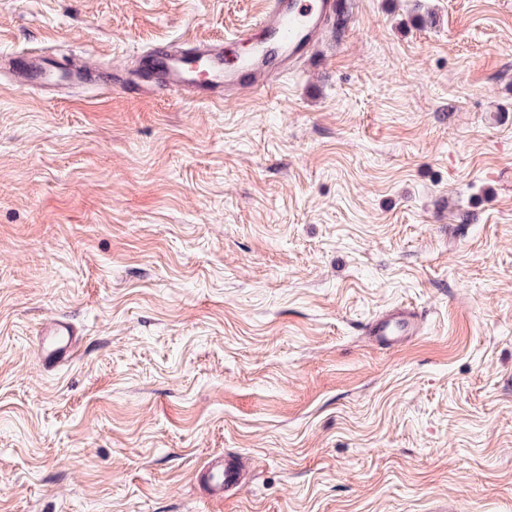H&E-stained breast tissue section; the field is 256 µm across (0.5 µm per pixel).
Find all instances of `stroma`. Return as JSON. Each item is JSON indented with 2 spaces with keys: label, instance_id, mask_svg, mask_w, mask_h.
I'll return each mask as SVG.
<instances>
[{
  "label": "stroma",
  "instance_id": "35a3bbf8",
  "mask_svg": "<svg viewBox=\"0 0 512 512\" xmlns=\"http://www.w3.org/2000/svg\"><path fill=\"white\" fill-rule=\"evenodd\" d=\"M352 2L214 105L10 66L130 80L262 0H0V512H512V0ZM399 304L420 332L379 350ZM21 62L22 66L16 70L20 89H37L56 80L46 67L47 57L33 55ZM421 318L422 314L415 309H391L368 322L363 332L373 343L395 350L418 335ZM78 332L68 318L42 324L37 336L36 356L40 369L52 373L69 365L76 353ZM200 479L212 492V498L223 502L229 498L227 493L240 481V466L237 457L231 454L216 457L201 474Z\"/></svg>",
  "mask_w": 512,
  "mask_h": 512
}]
</instances>
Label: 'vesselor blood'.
Returning <instances> with one entry per match:
<instances>
[{
  "label": "vessel or blood",
  "mask_w": 512,
  "mask_h": 512,
  "mask_svg": "<svg viewBox=\"0 0 512 512\" xmlns=\"http://www.w3.org/2000/svg\"><path fill=\"white\" fill-rule=\"evenodd\" d=\"M346 11L347 0H265L259 19L240 27L229 41L187 38L143 51L139 60L148 74L140 85L168 95L188 94L208 103H220L242 92L264 96L323 42L328 26ZM228 42L244 46V53L225 55ZM16 73L22 89H37L54 79L46 58L35 55L23 59ZM421 318V313L411 308L392 309L368 322L363 332L373 343L395 350L418 335ZM77 339L70 319L43 323L36 345L40 369L51 373L69 365ZM201 479L214 500L224 501L240 481L237 457H216Z\"/></svg>",
  "instance_id": "vessel-or-blood-1"
}]
</instances>
